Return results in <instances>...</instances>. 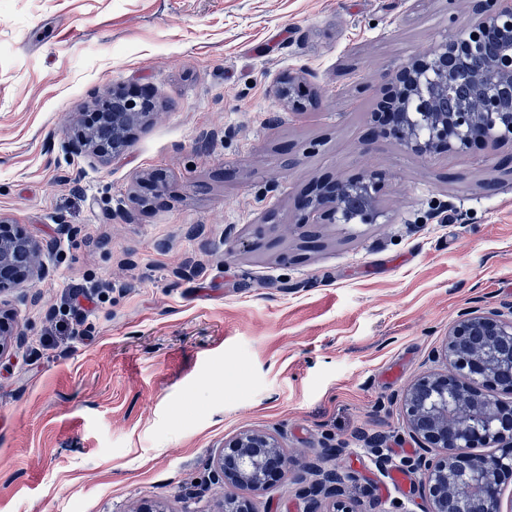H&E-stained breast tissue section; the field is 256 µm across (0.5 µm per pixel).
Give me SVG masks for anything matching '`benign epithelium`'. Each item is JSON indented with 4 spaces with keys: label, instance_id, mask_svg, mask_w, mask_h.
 Returning a JSON list of instances; mask_svg holds the SVG:
<instances>
[{
    "label": "benign epithelium",
    "instance_id": "benign-epithelium-1",
    "mask_svg": "<svg viewBox=\"0 0 512 512\" xmlns=\"http://www.w3.org/2000/svg\"><path fill=\"white\" fill-rule=\"evenodd\" d=\"M462 14L463 20L428 55L395 75L380 104L381 112L393 116L381 133L417 155L461 154L477 142L512 144V0H465ZM486 39L502 46L501 60L469 72L468 79L479 89L493 88V94L474 96L460 112H432L430 102L415 118L402 111L403 103L427 79L436 89L451 92L460 78V64ZM280 94L291 109L306 107L296 77L282 79ZM149 109L145 101L132 105L114 96L112 110L95 113L97 122L79 130L68 149L108 158L129 142L134 128L149 117ZM108 126L112 140L93 137L94 130ZM353 189L363 198L356 214L343 204ZM379 190V175L367 172L356 179L315 185L301 208L336 224H374L380 217ZM37 252L30 237L0 218V295L49 274L47 267L36 263ZM12 323L13 317L0 311V357L11 344ZM439 356L447 370L422 374L402 394L409 433L419 451L399 466L418 475L428 512H482L481 500L499 497L501 475L512 474V404L503 405L490 396L485 403L476 400L485 385L512 391V306L506 312H462L448 330ZM478 443L499 449L496 467L481 466L470 455L469 449ZM212 464L217 480L249 491L263 489L270 472L287 470L277 437L262 430H243L224 441ZM311 471L317 478L303 489L309 499L307 512H355L340 499L336 474L316 466ZM224 512L254 510L248 499L230 494L224 496Z\"/></svg>",
    "mask_w": 512,
    "mask_h": 512
}]
</instances>
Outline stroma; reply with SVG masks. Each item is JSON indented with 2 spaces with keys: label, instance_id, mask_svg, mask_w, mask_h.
<instances>
[{
  "label": "stroma",
  "instance_id": "stroma-1",
  "mask_svg": "<svg viewBox=\"0 0 512 512\" xmlns=\"http://www.w3.org/2000/svg\"><path fill=\"white\" fill-rule=\"evenodd\" d=\"M452 0H0V216L48 276L7 296L0 512H216L209 462L279 435L258 512H304L315 462L359 512H425L365 446L414 455L403 390L458 313L512 305V149L423 157L372 135L393 74ZM314 100L288 108L279 80ZM147 93L107 160L76 112ZM379 173L374 224L300 227L312 183ZM145 202L134 205L131 193ZM82 335H73V328Z\"/></svg>",
  "mask_w": 512,
  "mask_h": 512
}]
</instances>
